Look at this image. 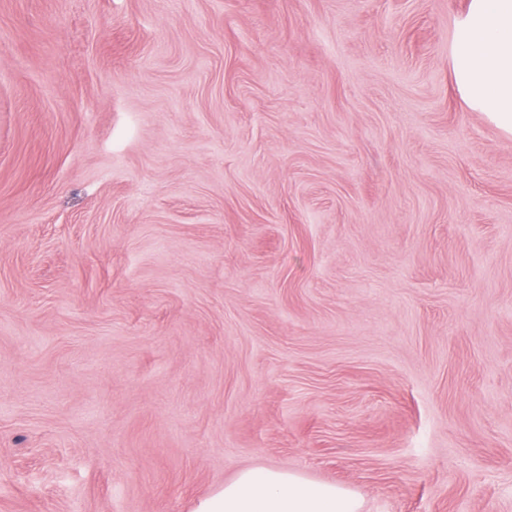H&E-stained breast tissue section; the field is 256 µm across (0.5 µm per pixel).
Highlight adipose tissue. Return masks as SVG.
<instances>
[{
  "label": "adipose tissue",
  "mask_w": 512,
  "mask_h": 512,
  "mask_svg": "<svg viewBox=\"0 0 512 512\" xmlns=\"http://www.w3.org/2000/svg\"><path fill=\"white\" fill-rule=\"evenodd\" d=\"M450 69L468 108L512 137V0H470L454 26ZM351 491L277 467L242 470L194 512H360Z\"/></svg>",
  "instance_id": "adipose-tissue-1"
}]
</instances>
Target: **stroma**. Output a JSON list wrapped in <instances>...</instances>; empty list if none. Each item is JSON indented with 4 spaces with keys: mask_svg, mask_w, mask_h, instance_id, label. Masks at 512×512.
<instances>
[{
    "mask_svg": "<svg viewBox=\"0 0 512 512\" xmlns=\"http://www.w3.org/2000/svg\"><path fill=\"white\" fill-rule=\"evenodd\" d=\"M468 0H0V512L245 468L512 512V138ZM450 69L468 108L512 137V0H470L454 26Z\"/></svg>",
    "mask_w": 512,
    "mask_h": 512,
    "instance_id": "35a3bbf8",
    "label": "stroma"
}]
</instances>
